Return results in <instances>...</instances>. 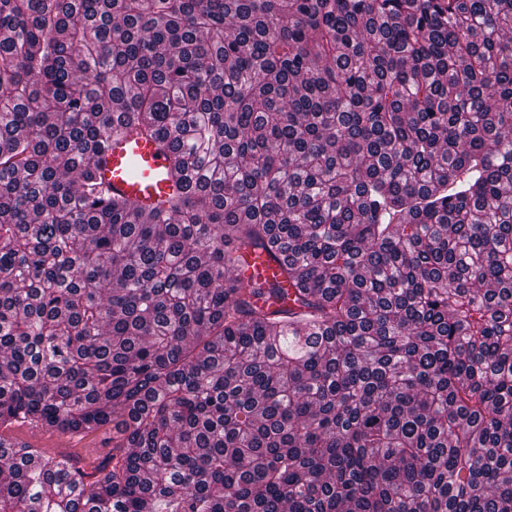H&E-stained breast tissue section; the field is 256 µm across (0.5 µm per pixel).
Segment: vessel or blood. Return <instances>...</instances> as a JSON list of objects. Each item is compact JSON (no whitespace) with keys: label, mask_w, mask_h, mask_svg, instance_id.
<instances>
[{"label":"vessel or blood","mask_w":512,"mask_h":512,"mask_svg":"<svg viewBox=\"0 0 512 512\" xmlns=\"http://www.w3.org/2000/svg\"><path fill=\"white\" fill-rule=\"evenodd\" d=\"M99 177L113 191L157 204L169 192L170 161L153 140L133 133L110 138L99 156Z\"/></svg>","instance_id":"1"}]
</instances>
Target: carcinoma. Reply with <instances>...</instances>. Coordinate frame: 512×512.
I'll use <instances>...</instances> for the list:
<instances>
[{
  "label": "carcinoma",
  "mask_w": 512,
  "mask_h": 512,
  "mask_svg": "<svg viewBox=\"0 0 512 512\" xmlns=\"http://www.w3.org/2000/svg\"><path fill=\"white\" fill-rule=\"evenodd\" d=\"M0 31V512H512V0ZM127 131L149 212L96 175ZM108 424L92 482L1 434ZM98 174L116 192L155 205L170 192L169 158L151 139L134 133L110 138L99 156Z\"/></svg>",
  "instance_id": "1"
}]
</instances>
